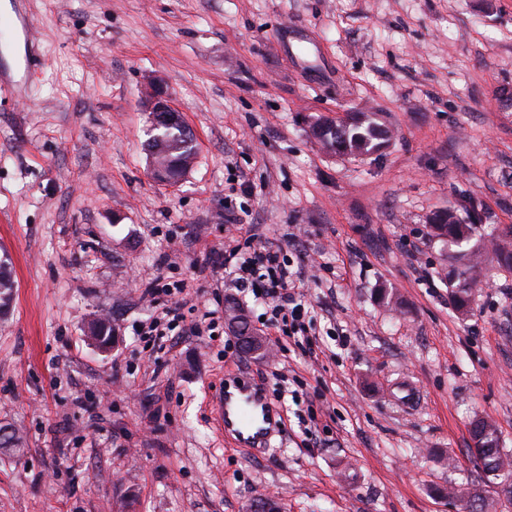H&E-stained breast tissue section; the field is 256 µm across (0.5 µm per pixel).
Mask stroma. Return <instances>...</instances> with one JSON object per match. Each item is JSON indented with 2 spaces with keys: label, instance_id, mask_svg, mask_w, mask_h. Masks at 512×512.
I'll use <instances>...</instances> for the list:
<instances>
[{
  "label": "stroma",
  "instance_id": "obj_1",
  "mask_svg": "<svg viewBox=\"0 0 512 512\" xmlns=\"http://www.w3.org/2000/svg\"><path fill=\"white\" fill-rule=\"evenodd\" d=\"M43 63L0 87V512H512L470 452L495 423L512 455V273L492 251L458 312L434 214L512 226V0H9ZM156 77L193 132L179 184L147 167ZM388 129L336 155L316 119ZM302 268L306 339L242 353L227 325L153 344L148 285L188 309L250 293L198 266L231 237L224 206ZM108 313L102 353L88 323ZM305 339V340H306ZM263 384L281 426L263 454L224 431L226 377ZM416 387L413 401L396 387Z\"/></svg>",
  "mask_w": 512,
  "mask_h": 512
}]
</instances>
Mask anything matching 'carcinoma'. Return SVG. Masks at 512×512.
I'll return each mask as SVG.
<instances>
[{
  "label": "carcinoma",
  "mask_w": 512,
  "mask_h": 512,
  "mask_svg": "<svg viewBox=\"0 0 512 512\" xmlns=\"http://www.w3.org/2000/svg\"><path fill=\"white\" fill-rule=\"evenodd\" d=\"M163 140L154 143L160 147L161 167L156 178L162 182L176 181L186 174V167L197 155V148L192 133L182 125L163 127ZM389 139V134L380 126L352 113L346 119L329 127L322 133L321 145L339 154H372L380 151ZM471 210L470 220L460 221L453 211L440 212L432 218L431 227L439 238H446L460 250L454 256L455 266L448 272L455 308L466 313L471 305V288L482 273L478 250L470 245L479 218L478 205L468 202ZM512 239V230H501L490 234L493 253L498 265L506 271H512V249L508 242ZM14 279L7 257L0 258V307L9 306L13 296ZM475 438L480 455L476 460L482 469L512 485V461L499 448L498 429L489 421L475 423Z\"/></svg>",
  "instance_id": "cac0c4a2"
}]
</instances>
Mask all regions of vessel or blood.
I'll return each mask as SVG.
<instances>
[{"label":"vessel or blood","instance_id":"obj_1","mask_svg":"<svg viewBox=\"0 0 512 512\" xmlns=\"http://www.w3.org/2000/svg\"><path fill=\"white\" fill-rule=\"evenodd\" d=\"M224 430L243 447L264 450L272 433L280 429L279 413L261 385L244 377L226 384L217 401Z\"/></svg>","mask_w":512,"mask_h":512}]
</instances>
